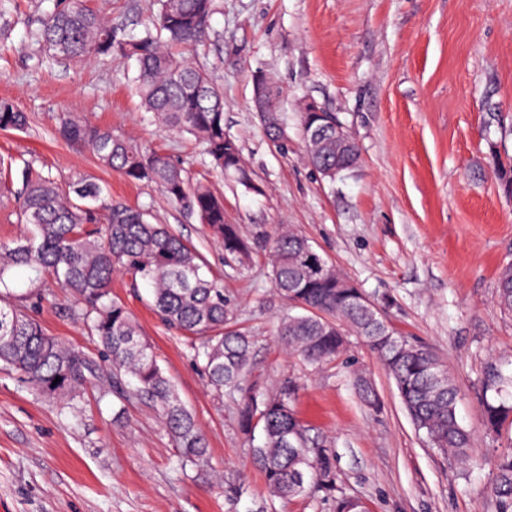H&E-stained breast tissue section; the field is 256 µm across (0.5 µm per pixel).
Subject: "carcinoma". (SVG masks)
I'll list each match as a JSON object with an SVG mask.
<instances>
[{
    "label": "carcinoma",
    "instance_id": "cac0c4a2",
    "mask_svg": "<svg viewBox=\"0 0 512 512\" xmlns=\"http://www.w3.org/2000/svg\"><path fill=\"white\" fill-rule=\"evenodd\" d=\"M214 0H159L152 23L140 35L105 21L87 0H53L37 20L31 40L52 60L89 61L114 54L136 62L137 91L143 110L164 132L200 140L212 164L253 188L237 142L224 130V96L210 75L185 53L209 33ZM28 116L14 102L0 99V130L25 129ZM58 135L88 148L100 165L132 181L155 185L171 203L208 225L226 255L243 263L251 245L233 224L224 223V201L204 185H194L167 156L150 152L112 130L89 125L69 114ZM308 159L325 178L336 179V140L307 142ZM23 233L0 242V366L19 373L43 396L72 398L86 384L123 391L131 378L138 394L149 399L182 455L202 460L205 435L180 400L129 311L112 298L115 274L129 276L151 290L162 322L194 341L195 358L217 392L239 395V425L252 442L253 462L271 496L304 495L311 488L336 484V456L327 440L311 434L294 410L300 385L281 379L269 392L246 383L253 337L231 328L235 313L224 298L221 281L209 274L195 246L155 224L150 214L112 200L100 183L79 177L67 187L25 167L16 192ZM271 280L277 291L301 310L279 326V340L291 354L319 366L342 357L353 334L376 356L394 380L414 427L444 456L465 457L470 435L456 415L458 387L433 350L399 335L359 288H342L336 268L303 236L280 232L267 239ZM14 268L32 273L27 290L11 293L6 282ZM52 276L72 298L69 315L90 323L102 345L98 360L47 335L23 311L44 297V275ZM512 314V263L502 267L494 297ZM60 382H55V378ZM360 399L380 407L375 386L362 373L354 376ZM480 403L487 428L512 423V375L501 365L486 367ZM496 512H512V452L499 456L490 486Z\"/></svg>",
    "mask_w": 512,
    "mask_h": 512
}]
</instances>
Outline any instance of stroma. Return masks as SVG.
I'll return each mask as SVG.
<instances>
[{
    "instance_id": "stroma-1",
    "label": "stroma",
    "mask_w": 512,
    "mask_h": 512,
    "mask_svg": "<svg viewBox=\"0 0 512 512\" xmlns=\"http://www.w3.org/2000/svg\"><path fill=\"white\" fill-rule=\"evenodd\" d=\"M137 33L155 0H88ZM197 65L224 94V129L241 148L255 190L214 169L203 145L160 131L142 112L132 61L39 62L30 40L51 0H0V98L30 117L0 131L14 188L25 163L68 184L79 176L147 210L196 246L224 282L237 327L255 339L249 382L284 376L303 388L294 408L336 452V485L278 499L251 461L236 403L197 368L189 339L154 312L146 287L115 277L130 312L203 430L205 462L183 459L156 407L133 390L85 386L69 403L36 395L0 369V512H336L342 497L368 512H495L494 458L512 427L489 432L476 391L494 357L512 363V316L494 302L512 260V0H215ZM281 92L287 149L268 137L253 105L257 74ZM331 113L355 136L360 162L329 180L305 160L301 113ZM112 129L168 156L192 182L224 198V221L254 242L239 264L205 225L154 186L101 167L61 140V113ZM288 225L382 308L390 326L432 348L459 387L457 416L471 434L465 463L443 458L415 430L392 378L357 339L314 369L277 340L292 306L275 289L264 239ZM31 315L63 343L101 346L67 314L71 296L44 280ZM366 371L382 402L363 406L351 372Z\"/></svg>"
}]
</instances>
